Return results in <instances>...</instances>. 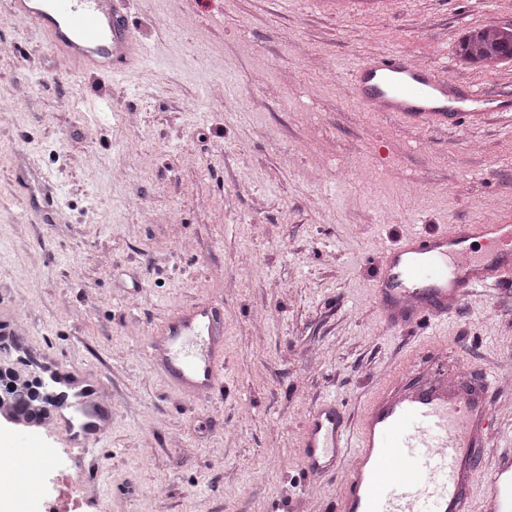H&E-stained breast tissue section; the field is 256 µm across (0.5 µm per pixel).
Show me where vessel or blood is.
<instances>
[{"instance_id": "1", "label": "vessel or blood", "mask_w": 512, "mask_h": 512, "mask_svg": "<svg viewBox=\"0 0 512 512\" xmlns=\"http://www.w3.org/2000/svg\"><path fill=\"white\" fill-rule=\"evenodd\" d=\"M46 44L84 70L111 78L143 64L146 48L134 37L127 0H11ZM351 90L369 112L430 127L460 123L487 112H512V95L467 91L406 53L385 52L362 63ZM512 279V219L456 224L446 232L409 235L386 248L378 264L377 296L393 324L419 315L447 317L478 288ZM159 368L192 394L211 393L224 367V317L215 307L181 311L151 336ZM395 370L348 426L335 403L310 411L302 432L303 461L311 475L345 470L336 512H512V452L479 472L493 429L483 386L464 379L426 378L406 385ZM61 391L34 408L61 416L71 380L52 372ZM90 417L69 437L71 463L80 462L112 423V413L85 388ZM479 491H472V484Z\"/></svg>"}]
</instances>
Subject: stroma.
<instances>
[{
  "label": "stroma",
  "instance_id": "1",
  "mask_svg": "<svg viewBox=\"0 0 512 512\" xmlns=\"http://www.w3.org/2000/svg\"><path fill=\"white\" fill-rule=\"evenodd\" d=\"M0 322L98 382L112 427L65 473L24 463L0 512H336L302 423L355 415L394 365L498 377L512 448V301L479 288L447 319L392 326L376 263L413 232L512 212V114L424 128L363 111L349 77L404 51L456 84L512 93V62L459 65L468 29L512 0H129L149 58L101 79L48 51L0 0ZM219 305L221 387L194 398L145 350L173 312Z\"/></svg>",
  "mask_w": 512,
  "mask_h": 512
}]
</instances>
